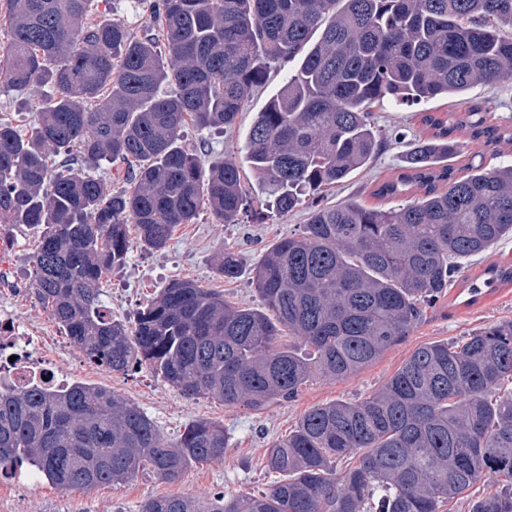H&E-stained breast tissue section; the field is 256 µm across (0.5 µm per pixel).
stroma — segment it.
<instances>
[{
  "mask_svg": "<svg viewBox=\"0 0 512 512\" xmlns=\"http://www.w3.org/2000/svg\"><path fill=\"white\" fill-rule=\"evenodd\" d=\"M286 76L283 69L271 72L268 82L246 100L232 129L216 131L186 126V144L198 153L205 166L227 159L237 162L247 204L233 224L221 223L210 211H201L195 223L176 226L164 250L148 252L132 246L125 265L113 269L102 283V300L113 318L133 322L136 312L149 298L170 281L184 278L223 293L225 300L233 305L261 308L262 300L253 283L254 266L269 247L299 232L309 218V208L304 204L285 215L268 208L245 159L249 129ZM467 96L492 102L487 115L490 123L512 124V82L478 85ZM456 104V99L451 98L425 101L413 107H374L373 121L383 134V148L346 181L324 191L320 203L330 206L355 201L373 205L371 182L405 161L421 128V113L452 110ZM0 238L6 241L0 248V266L14 270L8 282L0 283V311H11L43 335L63 339V330L48 312L36 305L29 292L30 267L26 258L35 249L33 232L19 224L0 223ZM227 249L237 253L241 261L239 277L230 282L214 270L217 255ZM510 319V286L473 307H452L447 299H440L403 343L392 347L358 375L343 380H315L294 401L272 403L257 412L227 406L213 398L185 397L145 367L125 374L115 373L103 367H78L70 356L56 355L57 369L71 381L104 387L132 400L153 418L167 438H176L188 422L205 419L223 423L229 445L223 459L194 464L175 483L141 474L122 485H104L90 492H66L41 481L22 490L16 512H140L141 504L151 497L266 490L277 479L266 467V450L276 439L287 435L306 410L336 400H361L378 390L415 348L455 340L487 323Z\"/></svg>",
  "mask_w": 512,
  "mask_h": 512,
  "instance_id": "obj_1",
  "label": "stroma"
}]
</instances>
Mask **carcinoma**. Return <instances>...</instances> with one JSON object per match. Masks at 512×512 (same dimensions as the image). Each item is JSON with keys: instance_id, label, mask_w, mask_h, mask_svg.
<instances>
[{"instance_id": "1", "label": "carcinoma", "mask_w": 512, "mask_h": 512, "mask_svg": "<svg viewBox=\"0 0 512 512\" xmlns=\"http://www.w3.org/2000/svg\"><path fill=\"white\" fill-rule=\"evenodd\" d=\"M97 8L0 0L11 34L0 81L41 103L29 133L0 121V220L34 232L31 294L90 362L145 366L187 397L257 410L358 374L456 284L467 307L512 284L511 262L467 274L512 236V165L455 166L463 136L512 146V124L489 123L480 103L423 113L405 164L371 191L406 205L314 202L381 149L373 105L512 81V0H138L156 36L92 23ZM294 62L246 140L267 204L287 213L307 196L312 208L253 269L264 309L174 279L132 327L113 319L101 284L126 262L128 225L159 251L200 211L233 224L244 205L236 163L204 167L183 142L187 122L233 128L252 91ZM104 161L126 164L130 189L108 187ZM240 269L228 250L215 272ZM285 330L296 345L278 343ZM227 446L221 423L191 421L171 440L133 402L82 382L0 391V473L26 465L61 491L143 471L173 483ZM267 467L279 480L265 492L157 496L142 512H440L454 499L512 512V321L418 347L358 402L312 407L267 449ZM485 474L496 490L467 498Z\"/></svg>"}]
</instances>
